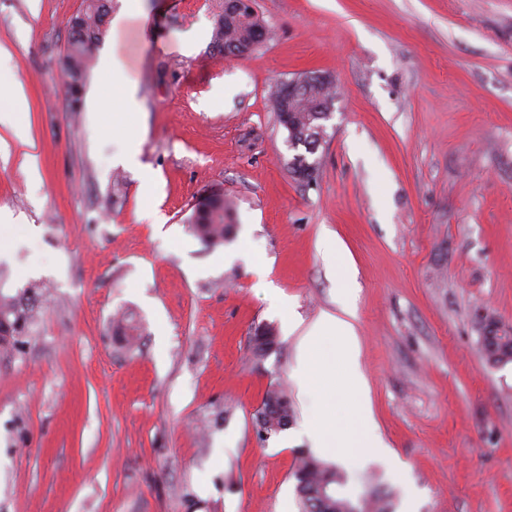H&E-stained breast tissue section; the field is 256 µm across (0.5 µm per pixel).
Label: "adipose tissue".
I'll list each match as a JSON object with an SVG mask.
<instances>
[{
  "label": "adipose tissue",
  "mask_w": 512,
  "mask_h": 512,
  "mask_svg": "<svg viewBox=\"0 0 512 512\" xmlns=\"http://www.w3.org/2000/svg\"><path fill=\"white\" fill-rule=\"evenodd\" d=\"M123 71L124 63L116 53L104 54L98 63L96 83L111 89L112 103L120 113L140 111L136 87L120 80ZM354 316L346 305L340 313H322L307 329L299 355L307 373L317 377L324 399L323 407L314 410L307 421L306 432L314 451L322 456L343 453L348 460L358 461L370 452L386 455L387 446L374 434L371 410L359 398L362 378L355 356ZM340 391L356 399L353 418L341 429L330 420L331 406Z\"/></svg>",
  "instance_id": "ef3b65f1"
}]
</instances>
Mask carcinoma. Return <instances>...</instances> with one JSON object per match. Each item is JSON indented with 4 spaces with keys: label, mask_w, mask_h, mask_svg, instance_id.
Returning <instances> with one entry per match:
<instances>
[{
    "label": "carcinoma",
    "mask_w": 512,
    "mask_h": 512,
    "mask_svg": "<svg viewBox=\"0 0 512 512\" xmlns=\"http://www.w3.org/2000/svg\"><path fill=\"white\" fill-rule=\"evenodd\" d=\"M111 12L112 0H84L83 8L72 17L71 35L60 65L69 97L74 103L73 112L80 111L85 79L102 43ZM261 25L263 22L257 16L245 26L221 17L213 29L211 48L222 54L242 48L250 53L255 49L256 27ZM332 96L330 87L315 85L310 89V97L303 103H297L296 111L283 112L277 95H272L274 112L279 124L287 131L289 147L296 149L301 146L305 150L291 161V173L305 174L309 168L317 169V161H308V156L316 154L321 146L317 136L324 129L321 121L327 116L316 110V105L327 104ZM233 214L234 210L224 199V194L215 193L196 207L189 231L206 245L219 246L229 238ZM29 301V297L0 298L1 351L15 348L25 334L32 312ZM479 325L483 330L481 350L493 347L498 353L512 355V332L505 329L497 317L489 314ZM277 345L275 334L255 336L250 340L251 352L258 360L266 359V349H274ZM262 405L271 409L270 418L264 422L255 421V427L259 440L266 441L281 432L282 421L294 420L295 411L288 392L282 387L269 388ZM292 477L296 482L301 512H387L391 492L372 479L366 483L363 492H353L348 488V477L343 469L308 451L298 452Z\"/></svg>",
    "instance_id": "obj_1"
}]
</instances>
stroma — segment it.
<instances>
[{"label":"stroma","mask_w":512,"mask_h":512,"mask_svg":"<svg viewBox=\"0 0 512 512\" xmlns=\"http://www.w3.org/2000/svg\"><path fill=\"white\" fill-rule=\"evenodd\" d=\"M138 1L100 46L142 102L116 134L68 109L83 0H0L31 139L0 126V295L48 303L0 352V512H299L294 451L320 398L298 346L339 312L345 267L390 452L346 465L349 487L378 479L390 512H512V362L484 361L475 320L512 327V0H254L269 37L239 58L209 52L224 0ZM308 71L340 97L300 182L272 93ZM124 149L136 163L113 166ZM214 189L236 221L209 249L188 219ZM264 323L279 346L259 362ZM272 384L296 416L263 442Z\"/></svg>","instance_id":"obj_1"}]
</instances>
